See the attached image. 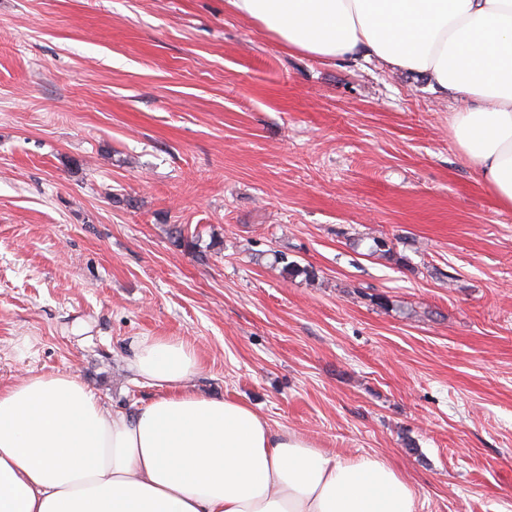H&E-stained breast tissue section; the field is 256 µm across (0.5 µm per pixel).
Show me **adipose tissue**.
Masks as SVG:
<instances>
[{
	"mask_svg": "<svg viewBox=\"0 0 512 512\" xmlns=\"http://www.w3.org/2000/svg\"><path fill=\"white\" fill-rule=\"evenodd\" d=\"M291 52L378 58L465 99L453 138L512 209V0H227ZM130 367L162 393L105 411L77 377L0 387V512H418L376 456L273 431L249 403L187 386L199 361L171 336L140 338Z\"/></svg>",
	"mask_w": 512,
	"mask_h": 512,
	"instance_id": "adipose-tissue-1",
	"label": "adipose tissue"
}]
</instances>
